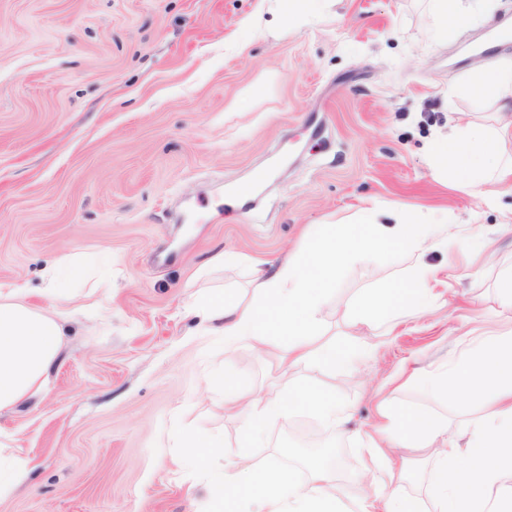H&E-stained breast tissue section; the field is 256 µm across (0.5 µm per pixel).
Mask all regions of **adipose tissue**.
Masks as SVG:
<instances>
[{"label": "adipose tissue", "mask_w": 512, "mask_h": 512, "mask_svg": "<svg viewBox=\"0 0 512 512\" xmlns=\"http://www.w3.org/2000/svg\"><path fill=\"white\" fill-rule=\"evenodd\" d=\"M487 0H429L437 20L434 37L453 40L467 26L474 9ZM490 104L495 126L467 123L428 147L437 174L455 178L473 193L492 201L500 187L512 188V64L480 66L457 90ZM378 205L364 208L348 224L319 225L305 252L270 264L254 266L250 299L224 300L202 294L194 313L200 331L220 336L228 348L274 349L282 369L284 394L277 399L234 394L224 410L242 416L245 449L225 458L223 471L210 474L208 506L237 512L246 499V512H512V327L485 333L452 363L421 375L400 367L385 383L397 390L416 383L438 403L477 398L481 411L466 421L460 437L448 433V419L428 409H395L390 401L378 407L380 424L367 435L362 474L368 494L343 502L336 473L322 455H311L308 477L278 462L259 466L247 453L266 423L303 408L329 425H342L345 409L333 393L301 380L300 368L327 373L352 367L353 350L319 340L322 305L333 292L336 270L343 265L371 264L398 253L411 258L410 275L398 285L367 289L357 314L368 331L389 320L393 309L409 317L425 312L434 295L427 282L433 268L420 258L434 241H447L452 227L433 216L399 211L386 225ZM111 255L65 254L43 274L45 306L22 298L23 287L0 283V417L26 405L47 389L65 341V323L81 314L77 288L90 277L107 281ZM12 442L0 433V498L29 483L32 469L26 458L6 454ZM428 450L431 463L418 478L424 494L413 497L402 483L409 470L396 449Z\"/></svg>", "instance_id": "adipose-tissue-1"}]
</instances>
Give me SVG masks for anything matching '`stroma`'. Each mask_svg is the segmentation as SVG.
<instances>
[{
	"mask_svg": "<svg viewBox=\"0 0 512 512\" xmlns=\"http://www.w3.org/2000/svg\"><path fill=\"white\" fill-rule=\"evenodd\" d=\"M450 41L435 40L426 0H317L308 19H280L274 0H0V281L42 303V271L66 253L112 255V286L87 283L94 307L63 344L46 392L0 429L29 459L27 489L0 512H187L205 503L181 443L236 455L243 420L228 388L276 397L266 351H228L184 314L198 289L250 294L249 266L301 249L316 225L361 208L447 217L454 231L496 239L494 255L449 242L427 251L437 303L368 335L351 307L400 282L410 259L343 266L323 307V341L362 359L328 380L348 413L334 429L298 409L271 420L258 465L322 448L359 466L355 438L379 422L380 386L407 360L429 370L459 352L449 329L478 336L503 321L495 274L512 263V191L489 204L434 179L428 144L451 126L491 123V108L454 96L474 62L512 63L498 0ZM218 251L235 256L208 265Z\"/></svg>",
	"mask_w": 512,
	"mask_h": 512,
	"instance_id": "35a3bbf8",
	"label": "stroma"
}]
</instances>
